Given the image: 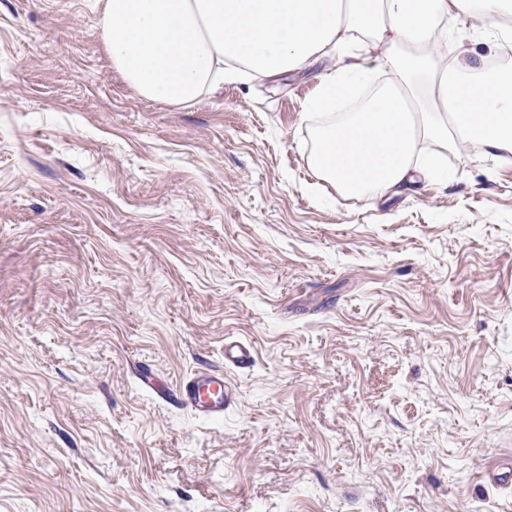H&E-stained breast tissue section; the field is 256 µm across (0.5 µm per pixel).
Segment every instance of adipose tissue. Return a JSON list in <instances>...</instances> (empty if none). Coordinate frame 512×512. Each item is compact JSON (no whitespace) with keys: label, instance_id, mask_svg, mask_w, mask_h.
Returning <instances> with one entry per match:
<instances>
[{"label":"adipose tissue","instance_id":"ef3b65f1","mask_svg":"<svg viewBox=\"0 0 512 512\" xmlns=\"http://www.w3.org/2000/svg\"><path fill=\"white\" fill-rule=\"evenodd\" d=\"M114 72L187 106L227 82L323 70L305 110L309 169L363 200L447 180L449 155L512 152V0H98Z\"/></svg>","mask_w":512,"mask_h":512}]
</instances>
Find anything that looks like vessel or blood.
Wrapping results in <instances>:
<instances>
[{
	"instance_id": "b4317fda",
	"label": "vessel or blood",
	"mask_w": 512,
	"mask_h": 512,
	"mask_svg": "<svg viewBox=\"0 0 512 512\" xmlns=\"http://www.w3.org/2000/svg\"><path fill=\"white\" fill-rule=\"evenodd\" d=\"M255 362L256 351L251 342L241 338L225 339L223 369L199 371L184 377L170 393L169 399L197 417H223L238 399L237 389L226 377V370H247Z\"/></svg>"
}]
</instances>
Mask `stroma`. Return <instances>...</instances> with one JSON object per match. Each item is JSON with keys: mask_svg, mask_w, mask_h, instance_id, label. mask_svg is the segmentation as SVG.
<instances>
[{"mask_svg": "<svg viewBox=\"0 0 512 512\" xmlns=\"http://www.w3.org/2000/svg\"><path fill=\"white\" fill-rule=\"evenodd\" d=\"M94 5L0 0V512H512V157L316 201V71L151 102ZM256 362L254 345L241 338L224 339V368L247 370ZM170 401L204 419L224 417L238 399L235 385L224 370L198 371L184 377L169 394Z\"/></svg>", "mask_w": 512, "mask_h": 512, "instance_id": "stroma-1", "label": "stroma"}]
</instances>
